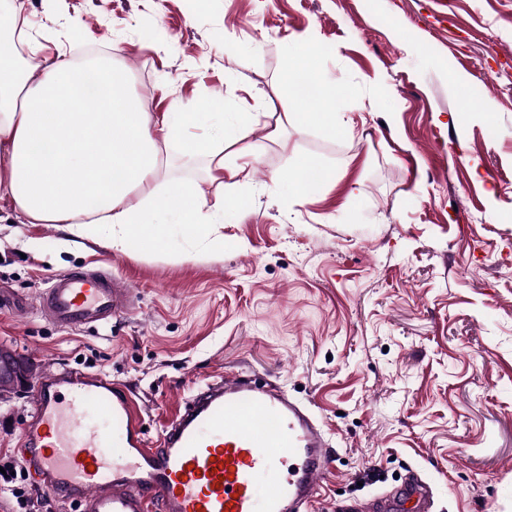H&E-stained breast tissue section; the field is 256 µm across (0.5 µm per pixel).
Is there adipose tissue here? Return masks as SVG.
<instances>
[{"label": "adipose tissue", "instance_id": "ef3b65f1", "mask_svg": "<svg viewBox=\"0 0 512 512\" xmlns=\"http://www.w3.org/2000/svg\"><path fill=\"white\" fill-rule=\"evenodd\" d=\"M16 24V14L0 16V156L7 160L0 168V200L32 224L110 228L111 244L121 252L159 242L161 212L192 225L200 246H208L223 198L205 206L195 189L175 180L162 184L158 195L144 188L157 181L167 163L163 152L173 145L207 155L212 180L237 177L241 168L225 157L224 146L252 125L253 113H218L216 124L204 131L205 112H145L128 91L125 72L98 60L93 66L99 87L86 98L78 90L83 75L70 61H49L37 74L21 68ZM301 55L302 65L289 71L285 85L301 109L288 113V123L346 133L334 109L350 95V85L320 73L317 47L303 48ZM302 76L319 92L317 111L304 109L305 99L296 93ZM335 177V171L304 161L291 176L273 177L271 188L304 200Z\"/></svg>", "mask_w": 512, "mask_h": 512}]
</instances>
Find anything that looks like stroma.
Wrapping results in <instances>:
<instances>
[{"mask_svg":"<svg viewBox=\"0 0 512 512\" xmlns=\"http://www.w3.org/2000/svg\"><path fill=\"white\" fill-rule=\"evenodd\" d=\"M46 48H88L130 77L145 111L206 99L252 112L226 155L170 147L168 177L225 194L218 248L179 225L122 253L104 229L26 224L0 200V289L35 302L54 275L105 268L138 292L105 325L64 330L0 308V347L38 370L106 372L143 407L150 438L179 400L227 372L303 401L330 440L314 512L419 471L433 512H512V0H25ZM321 47L353 97L348 134L285 120L288 49ZM336 178L299 202L267 187L298 160ZM33 393L0 400V458L15 455Z\"/></svg>","mask_w":512,"mask_h":512,"instance_id":"obj_1","label":"stroma"}]
</instances>
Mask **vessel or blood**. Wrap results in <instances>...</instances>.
Wrapping results in <instances>:
<instances>
[{
	"label": "vessel or blood",
	"instance_id": "1",
	"mask_svg": "<svg viewBox=\"0 0 512 512\" xmlns=\"http://www.w3.org/2000/svg\"><path fill=\"white\" fill-rule=\"evenodd\" d=\"M137 294L104 270L53 276L37 311L64 329L101 325ZM313 412L255 375L221 377L181 401L149 439L126 388L102 372L52 369L35 385L21 455L33 483L78 512H305L329 469ZM417 477L395 493L351 499L335 512H430Z\"/></svg>",
	"mask_w": 512,
	"mask_h": 512
}]
</instances>
